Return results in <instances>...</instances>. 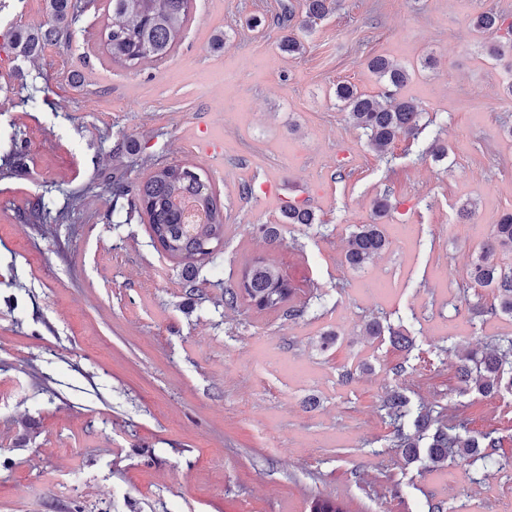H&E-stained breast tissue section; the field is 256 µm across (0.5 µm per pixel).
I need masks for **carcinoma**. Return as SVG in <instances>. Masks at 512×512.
I'll list each match as a JSON object with an SVG mask.
<instances>
[{
	"mask_svg": "<svg viewBox=\"0 0 512 512\" xmlns=\"http://www.w3.org/2000/svg\"><path fill=\"white\" fill-rule=\"evenodd\" d=\"M45 23L13 35L9 42L16 55L33 57L41 49L58 40L64 26L77 19L78 0H45ZM305 11L298 23L292 7H284L280 26L288 35L280 43L282 51L293 55L304 48L299 33L309 31L317 21L331 12L333 0H304ZM190 0H109L105 12V50L108 61L133 67L142 60L166 59L176 46L188 22ZM505 17L493 10L477 14L471 21L473 30L484 35L500 29ZM370 70L386 84L383 97H368L348 83L336 84V101L351 124L363 131L370 144L381 152L398 137L418 131L423 108L414 99L399 96L410 79L408 69L384 56L368 62ZM112 194L130 197V207L147 218L151 237L169 257L179 260L188 272L185 287L196 288L197 262L212 259L224 244V206L217 198L209 179L187 165L169 164L156 168L143 182L129 186L112 182ZM288 224H312L314 213L303 205L290 204L284 211ZM386 248V238L376 224H359L352 232L345 253L346 262L360 267ZM512 252V213L502 215L479 254L470 263L467 277L473 286L496 292L499 308L512 314V270L502 268L495 257ZM293 288L272 264L258 258L248 265L241 279L224 288V306L236 308L242 300L260 311L281 312L286 317H299L304 309L291 303ZM462 381L481 395L512 388V337L481 351H470L459 360ZM381 410L394 426L393 447L402 449L405 457L415 460L426 455L439 463L453 453L465 461L478 459L495 465L498 441L488 436L478 439L464 435L466 426L448 427L441 412L432 406L412 409L408 400L396 390L382 399ZM308 512H353L350 504L338 497L315 495L307 500Z\"/></svg>",
	"mask_w": 512,
	"mask_h": 512,
	"instance_id": "cac0c4a2",
	"label": "carcinoma"
}]
</instances>
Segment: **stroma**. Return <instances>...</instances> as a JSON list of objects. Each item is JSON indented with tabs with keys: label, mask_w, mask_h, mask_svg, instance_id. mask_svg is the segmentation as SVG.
<instances>
[{
	"label": "stroma",
	"mask_w": 512,
	"mask_h": 512,
	"mask_svg": "<svg viewBox=\"0 0 512 512\" xmlns=\"http://www.w3.org/2000/svg\"><path fill=\"white\" fill-rule=\"evenodd\" d=\"M287 4L303 10L192 0L166 60L99 68L87 42L106 0L30 58L8 38L45 21V0H0V512H307L317 494L353 512H512V389L484 397L456 373L457 353L512 337L493 289L467 278L512 212V55L488 56L471 20L505 15L492 39L512 45V0H336L294 56ZM376 55L409 69L401 94L424 109L383 154L334 97L340 82L381 94ZM202 122L221 156L195 151ZM157 163L195 167L224 205L196 295L104 185ZM41 197L63 222L33 223ZM291 203L316 223H284ZM374 223L386 249L350 267L349 235ZM255 257L294 281L301 317L225 307ZM395 388L500 439L499 466L408 461L379 411Z\"/></svg>",
	"instance_id": "1"
}]
</instances>
